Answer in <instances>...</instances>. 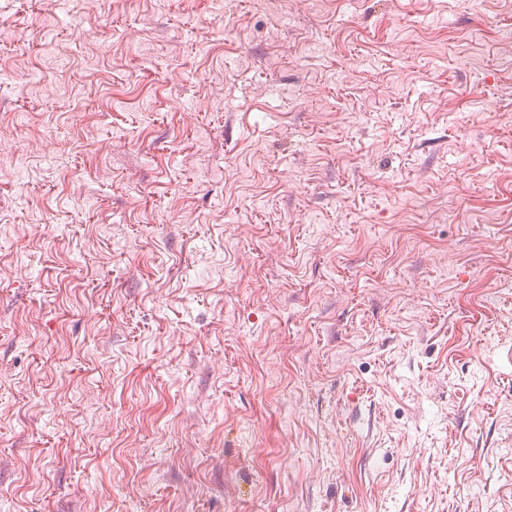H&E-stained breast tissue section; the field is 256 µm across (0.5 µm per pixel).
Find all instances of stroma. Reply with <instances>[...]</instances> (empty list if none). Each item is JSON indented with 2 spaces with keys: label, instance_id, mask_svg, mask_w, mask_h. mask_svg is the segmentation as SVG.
<instances>
[{
  "label": "stroma",
  "instance_id": "1",
  "mask_svg": "<svg viewBox=\"0 0 512 512\" xmlns=\"http://www.w3.org/2000/svg\"><path fill=\"white\" fill-rule=\"evenodd\" d=\"M1 26L0 512H512V0Z\"/></svg>",
  "mask_w": 512,
  "mask_h": 512
}]
</instances>
